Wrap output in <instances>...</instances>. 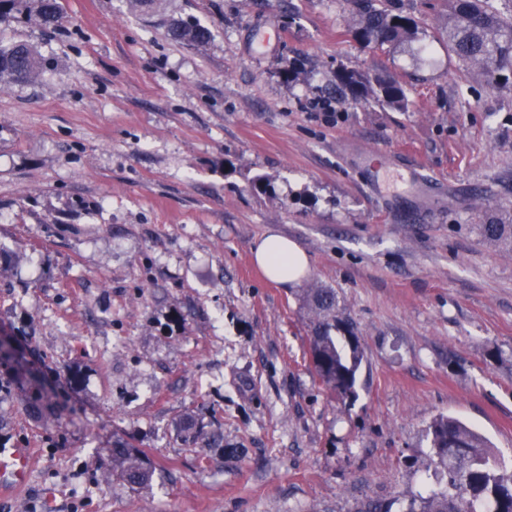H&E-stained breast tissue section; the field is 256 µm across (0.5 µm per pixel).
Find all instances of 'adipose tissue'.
<instances>
[{"instance_id":"obj_1","label":"adipose tissue","mask_w":512,"mask_h":512,"mask_svg":"<svg viewBox=\"0 0 512 512\" xmlns=\"http://www.w3.org/2000/svg\"><path fill=\"white\" fill-rule=\"evenodd\" d=\"M252 256L266 277L276 283L297 282L309 272L306 252L295 241L275 233L258 240Z\"/></svg>"}]
</instances>
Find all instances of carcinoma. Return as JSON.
Segmentation results:
<instances>
[{
	"instance_id": "carcinoma-1",
	"label": "carcinoma",
	"mask_w": 512,
	"mask_h": 512,
	"mask_svg": "<svg viewBox=\"0 0 512 512\" xmlns=\"http://www.w3.org/2000/svg\"><path fill=\"white\" fill-rule=\"evenodd\" d=\"M357 6L356 36L362 40L383 45L418 39L419 26L412 16L380 6L378 0H357ZM448 8V53L491 82L508 81L512 74V16L503 15L496 0H448ZM12 22L57 30L67 22L63 0H0V24ZM165 35L196 48L211 39L210 31L194 19L169 20ZM48 65L32 43L0 41V85L30 82ZM338 81L344 98L372 97L397 110L407 107L404 89L394 79H371L343 70ZM480 231L487 241L512 251L511 218L482 224ZM305 298L313 319L310 352L317 376L341 396L355 394L363 351L354 326L336 315V291L308 288ZM181 430L193 442L203 437L202 427L191 415L183 418ZM429 434L431 464L446 480L445 489L411 496L405 512H512V473L496 461L478 434L451 417L435 419ZM112 461L132 486L152 479L149 461L132 445L115 443Z\"/></svg>"
}]
</instances>
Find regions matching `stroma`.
I'll use <instances>...</instances> for the list:
<instances>
[{
    "instance_id": "stroma-1",
    "label": "stroma",
    "mask_w": 512,
    "mask_h": 512,
    "mask_svg": "<svg viewBox=\"0 0 512 512\" xmlns=\"http://www.w3.org/2000/svg\"><path fill=\"white\" fill-rule=\"evenodd\" d=\"M64 3L56 33L0 25L49 62L0 88V448L34 451L0 512H400L442 415L511 465L512 252L479 226L512 215V86L449 55L448 0H386L423 35L382 46L351 0H166L201 49L128 0ZM344 69L407 111L341 98ZM269 232L300 283L253 263ZM312 285L360 337L354 396L315 374ZM188 413L223 446L187 444ZM166 37L177 43L196 48L205 46L211 39L210 31L194 19H171L165 24ZM337 77L341 97H350L353 100L372 97L397 110H404L407 107L404 89L395 79L386 77L371 79L352 70H342ZM254 262L276 283L299 282L309 272L306 252L293 240L269 233L252 248ZM112 461L120 468L124 479L132 486L147 484L153 476L149 461L134 446L116 442L112 448Z\"/></svg>"
}]
</instances>
